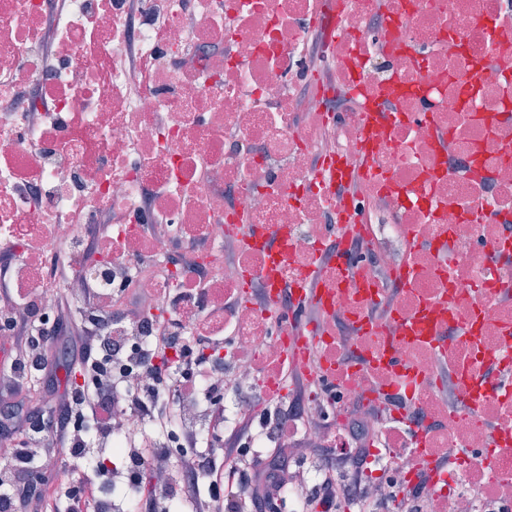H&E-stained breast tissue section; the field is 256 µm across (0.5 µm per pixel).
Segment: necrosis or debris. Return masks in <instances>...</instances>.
<instances>
[{"label": "necrosis or debris", "instance_id": "4bbe7bcc", "mask_svg": "<svg viewBox=\"0 0 512 512\" xmlns=\"http://www.w3.org/2000/svg\"><path fill=\"white\" fill-rule=\"evenodd\" d=\"M49 4L0 0V243L40 312L108 282L128 335L225 336V432L245 385L309 411L298 454L356 432L368 491L444 452L425 512H512V0ZM245 219L278 264L227 253ZM270 268L325 302L253 305Z\"/></svg>", "mask_w": 512, "mask_h": 512}]
</instances>
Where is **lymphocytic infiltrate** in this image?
<instances>
[{
  "instance_id": "lymphocytic-infiltrate-1",
  "label": "lymphocytic infiltrate",
  "mask_w": 512,
  "mask_h": 512,
  "mask_svg": "<svg viewBox=\"0 0 512 512\" xmlns=\"http://www.w3.org/2000/svg\"><path fill=\"white\" fill-rule=\"evenodd\" d=\"M28 295L27 289L11 281L0 282V310L8 313L0 325L11 342L10 367L0 373V394L12 399L22 394L29 374L45 370L47 348L60 336L69 306L68 300H58L59 317L51 320L38 315ZM82 304L92 318L91 324L76 330L79 363L87 383L58 400L50 422H21L15 427L9 448L0 453V512H19L24 502L31 504L32 512H107L109 505L102 491L116 479L136 496L144 482L152 483L153 492L145 503L147 512H168L176 498L188 503L189 512H264L283 500L289 487L297 485L308 463L318 469L321 479L304 491L306 505L334 512L336 506L356 496L360 512H387L388 499L359 492L368 449L318 448L310 460L295 457L285 446L289 419L285 405H275L273 411L264 410L257 416L242 415L237 431L223 436L224 396L218 386L208 383L214 368L203 353L212 337L200 336L195 343L186 344L168 324L147 325V346L139 353L141 373L135 384L125 386L110 367L130 349L127 337L111 331L113 321L120 318L112 310L111 289H87ZM176 348L185 361L175 366L169 354ZM203 392L208 395V405L196 422L184 425L186 447L180 454H173L164 440L144 433L128 441L122 471L96 465L83 472L64 495H34V488L44 479L34 461L46 441H55L58 447L79 455L87 447L84 423L94 424L104 447L112 441L116 415L136 414L164 426L178 420L181 403L193 401ZM259 417L270 419L269 438L274 444L262 455L244 446ZM204 432L210 440L200 451L195 444Z\"/></svg>"
}]
</instances>
